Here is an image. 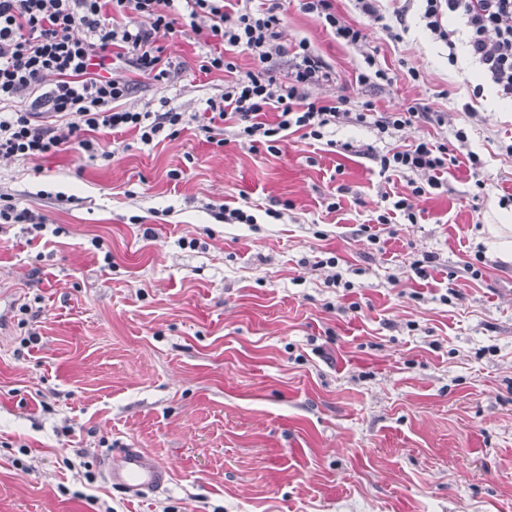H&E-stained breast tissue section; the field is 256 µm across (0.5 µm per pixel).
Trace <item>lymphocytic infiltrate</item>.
Returning a JSON list of instances; mask_svg holds the SVG:
<instances>
[{
	"label": "lymphocytic infiltrate",
	"mask_w": 512,
	"mask_h": 512,
	"mask_svg": "<svg viewBox=\"0 0 512 512\" xmlns=\"http://www.w3.org/2000/svg\"><path fill=\"white\" fill-rule=\"evenodd\" d=\"M174 0H0V158L44 160L77 149L94 155L93 134L136 131L148 144L163 131L178 134L179 112L116 111L112 104L126 97L127 82L111 77L112 60L126 57L137 70L154 80L169 79L161 39L180 34L189 26L208 51L201 73H226L224 93L207 102L210 125L231 123L241 147L283 141L304 132L322 139L328 128L341 123L373 129L378 140L393 139L419 122H441L436 113L410 106L394 112L379 111L373 102L351 110L346 99L330 103L309 98V87L329 82L331 74L322 57L306 41L284 51V0H266L264 7H235L233 0H183L174 14ZM417 6L430 33L448 49H455L453 30L445 18L463 21L466 50L480 66L483 81L512 101V0H405ZM304 13L324 20L340 43L363 51V29L347 23L333 0H300ZM247 51L262 63L258 72H240L232 54ZM288 57V79L280 81L264 65L280 55ZM276 110L277 120L265 119ZM53 114L57 122L37 123V112ZM365 155L381 173L409 178L411 193L380 211L377 223H391L394 215L416 222L415 202L443 186L449 164L457 163L447 143L419 138L404 148Z\"/></svg>",
	"instance_id": "f902f5d3"
}]
</instances>
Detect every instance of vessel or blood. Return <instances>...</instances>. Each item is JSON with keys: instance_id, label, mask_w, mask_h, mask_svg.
<instances>
[{"instance_id": "1", "label": "vessel or blood", "mask_w": 512, "mask_h": 512, "mask_svg": "<svg viewBox=\"0 0 512 512\" xmlns=\"http://www.w3.org/2000/svg\"><path fill=\"white\" fill-rule=\"evenodd\" d=\"M103 469L112 486L132 497H142L166 488L172 471L165 463L149 458L138 448H118L107 452Z\"/></svg>"}]
</instances>
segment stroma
Here are the masks:
<instances>
[{"mask_svg": "<svg viewBox=\"0 0 512 512\" xmlns=\"http://www.w3.org/2000/svg\"><path fill=\"white\" fill-rule=\"evenodd\" d=\"M334 5L365 52L297 0L286 13L283 45L307 40L332 74L310 98L444 113L397 144L465 129L479 178L449 166L416 223L380 225L381 192L409 194L406 179L328 146L374 144L370 128L220 147L202 126L224 75L199 72L195 35L163 40L167 81L115 61L133 83L120 108L182 113L179 134L100 131L92 159L0 160V192L49 226L40 242L23 224L0 233V512H94L92 495L112 512H512V262L491 233L512 240V103L480 88L465 46L449 64L418 11L394 41ZM367 53L390 82L355 86ZM224 207L256 221L224 223ZM331 254L349 291L326 284ZM125 446L171 467L163 493L112 488L100 460Z\"/></svg>", "mask_w": 512, "mask_h": 512, "instance_id": "1", "label": "stroma"}]
</instances>
